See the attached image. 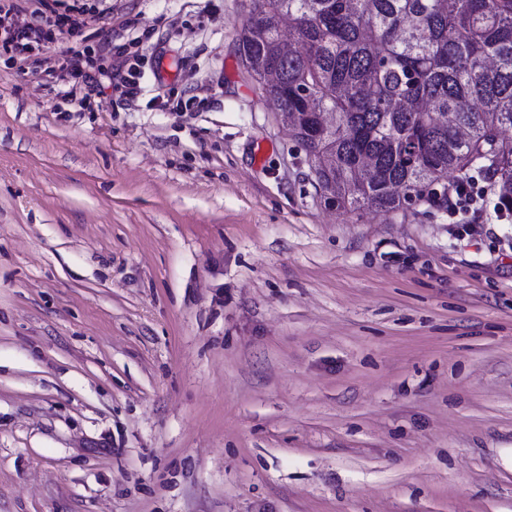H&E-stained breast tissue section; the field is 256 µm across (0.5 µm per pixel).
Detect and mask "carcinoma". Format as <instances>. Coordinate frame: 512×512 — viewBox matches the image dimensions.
Returning a JSON list of instances; mask_svg holds the SVG:
<instances>
[{
  "label": "carcinoma",
  "mask_w": 512,
  "mask_h": 512,
  "mask_svg": "<svg viewBox=\"0 0 512 512\" xmlns=\"http://www.w3.org/2000/svg\"><path fill=\"white\" fill-rule=\"evenodd\" d=\"M237 51L336 209L442 206L476 168L512 202V0H251Z\"/></svg>",
  "instance_id": "carcinoma-1"
}]
</instances>
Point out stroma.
Instances as JSON below:
<instances>
[{
    "label": "stroma",
    "instance_id": "stroma-1",
    "mask_svg": "<svg viewBox=\"0 0 512 512\" xmlns=\"http://www.w3.org/2000/svg\"><path fill=\"white\" fill-rule=\"evenodd\" d=\"M54 6L0 47V512H512V222L321 207L250 0ZM37 7L30 13V19L22 26L15 25L9 20V11L0 16V36L3 44L11 48L17 54L23 56L22 61L28 62V54L50 39L53 28L63 32L67 27V33H73L87 24L83 13L76 15L58 14L47 0L37 1ZM71 57L66 58V75L64 80H67L69 87L71 88L70 94L72 97H77V87H81L83 84H87L88 81L93 80L94 77L86 71L82 64L81 54L76 51H71Z\"/></svg>",
    "mask_w": 512,
    "mask_h": 512
}]
</instances>
